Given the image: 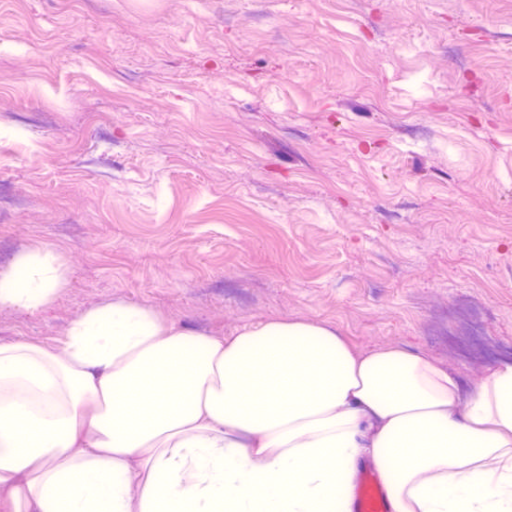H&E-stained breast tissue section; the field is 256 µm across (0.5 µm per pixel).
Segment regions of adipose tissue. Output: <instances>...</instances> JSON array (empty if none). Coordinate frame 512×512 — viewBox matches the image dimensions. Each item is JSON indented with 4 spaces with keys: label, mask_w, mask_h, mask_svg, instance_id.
<instances>
[{
    "label": "adipose tissue",
    "mask_w": 512,
    "mask_h": 512,
    "mask_svg": "<svg viewBox=\"0 0 512 512\" xmlns=\"http://www.w3.org/2000/svg\"><path fill=\"white\" fill-rule=\"evenodd\" d=\"M66 285L60 255L30 247L0 305ZM368 462L390 512H512V362L466 388L327 321L222 338L121 299L57 344L0 342V512H353Z\"/></svg>",
    "instance_id": "adipose-tissue-1"
}]
</instances>
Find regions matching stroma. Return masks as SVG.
Returning a JSON list of instances; mask_svg holds the SVG:
<instances>
[{"label": "stroma", "instance_id": "1", "mask_svg": "<svg viewBox=\"0 0 512 512\" xmlns=\"http://www.w3.org/2000/svg\"><path fill=\"white\" fill-rule=\"evenodd\" d=\"M31 246L69 284L2 341L121 298L473 384L512 361V0H0V270Z\"/></svg>", "mask_w": 512, "mask_h": 512}]
</instances>
